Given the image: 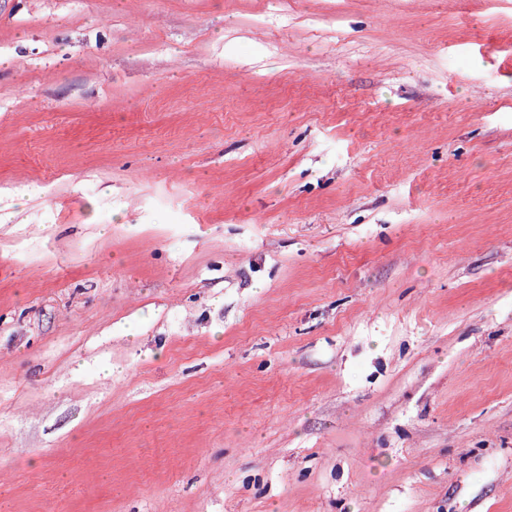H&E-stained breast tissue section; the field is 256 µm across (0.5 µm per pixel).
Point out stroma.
<instances>
[{"label": "stroma", "instance_id": "35a3bbf8", "mask_svg": "<svg viewBox=\"0 0 512 512\" xmlns=\"http://www.w3.org/2000/svg\"><path fill=\"white\" fill-rule=\"evenodd\" d=\"M0 512H512V0H0Z\"/></svg>", "mask_w": 512, "mask_h": 512}]
</instances>
